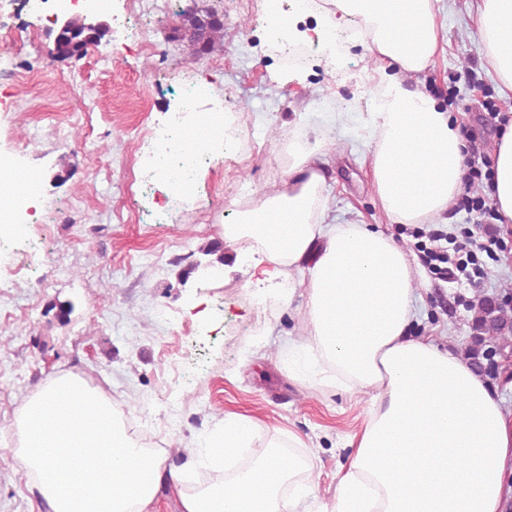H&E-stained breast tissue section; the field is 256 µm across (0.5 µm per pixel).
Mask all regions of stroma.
<instances>
[{
  "mask_svg": "<svg viewBox=\"0 0 512 512\" xmlns=\"http://www.w3.org/2000/svg\"><path fill=\"white\" fill-rule=\"evenodd\" d=\"M478 0H433L444 48L419 73L427 91L448 102L461 128L491 156L496 130L465 111L471 79L490 101L500 96L478 34ZM140 0H112L110 14L83 12L106 29L82 57L51 54L55 24L24 10L0 46L14 70L0 74V160L38 172L48 221L0 230V512H40L13 450L11 425L29 395L74 374L99 387L134 437L177 456L203 445L230 413L252 417L265 440L287 442L317 486L311 508L332 502L336 472L371 408L369 395L312 386L288 374V345L304 328L301 274L291 301L273 287L249 285L252 255L224 250L207 268L202 246L233 217L236 202L278 188L288 167L287 137L327 145L328 217L376 224L406 245L375 196L362 126L381 104L377 62L356 33L319 24L321 38L298 65L271 45L269 0H167L144 23L142 38L122 23ZM214 11L224 28L208 46L172 39L194 16ZM280 82H271L270 73ZM194 83L192 112L220 108L224 131L214 160L170 171L140 136L161 130L181 108L179 83ZM349 116L347 126L337 113ZM251 149L240 150L237 134ZM418 314L416 338L466 354L472 313L459 305L512 298V258L490 263L480 290L434 280L410 255ZM203 263L181 281V268ZM73 306L68 322L49 307Z\"/></svg>",
  "mask_w": 512,
  "mask_h": 512,
  "instance_id": "1",
  "label": "stroma"
}]
</instances>
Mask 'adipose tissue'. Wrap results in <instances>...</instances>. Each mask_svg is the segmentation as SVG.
I'll use <instances>...</instances> for the list:
<instances>
[{"label": "adipose tissue", "instance_id": "1", "mask_svg": "<svg viewBox=\"0 0 512 512\" xmlns=\"http://www.w3.org/2000/svg\"><path fill=\"white\" fill-rule=\"evenodd\" d=\"M329 25L357 22L380 63L382 104L371 113L375 195L395 224H423L451 207L462 184L467 141L445 100L409 89L439 50L432 0H325ZM479 37L512 96V0H480ZM280 188L240 206L224 225L226 244L255 254L272 280L304 276L301 341L288 350L289 375L314 386L365 392L372 407L337 474L331 512H501L512 474V427L477 369L430 341L408 338L414 281L407 253L365 224H331L323 196V151L288 146ZM502 223L512 224V123L495 143L488 180ZM30 492L47 512H154L162 488L179 512H296L315 485L284 499L288 478L275 449L232 480L186 483L188 469L245 448L258 426L225 415L201 456L184 465L144 448L117 409L80 377L61 376L34 392L12 425ZM66 453L69 467L56 458Z\"/></svg>", "mask_w": 512, "mask_h": 512}]
</instances>
